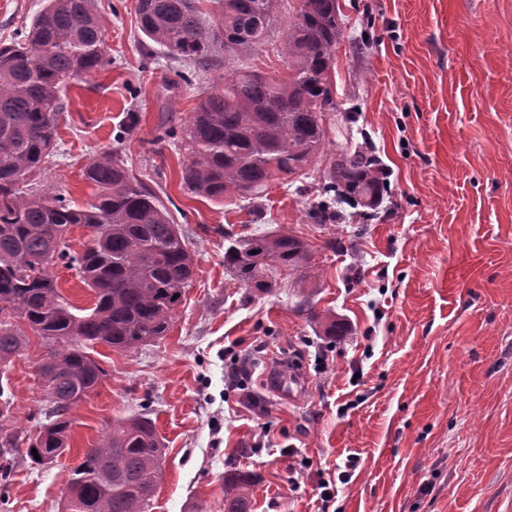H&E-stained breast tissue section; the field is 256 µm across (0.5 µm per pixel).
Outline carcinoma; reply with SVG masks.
Masks as SVG:
<instances>
[{"mask_svg": "<svg viewBox=\"0 0 512 512\" xmlns=\"http://www.w3.org/2000/svg\"><path fill=\"white\" fill-rule=\"evenodd\" d=\"M220 25L206 22L194 0H139L140 31L169 54L203 64L219 48L234 57L263 44L272 28L271 0H216ZM337 0H300L285 29L281 53L287 76L234 68L224 85L202 92L185 128L190 160L182 183L212 202L258 196L276 179L306 172L324 151L323 114L335 108L329 76L339 39ZM106 63L95 0H47L28 26L0 42V373L25 346L27 327L47 345L51 410L35 430L0 424V480L10 478L16 453L31 463L69 447L71 410L106 377L91 350L104 344L131 350L166 335L194 265L188 242L169 214L124 161L104 152L83 171L98 189L84 207L28 188V178L54 155L60 93L70 81ZM387 192L378 159L345 142L330 163L329 182L313 217H340L335 203L376 208ZM74 226L91 232L71 250ZM308 244L283 230L231 240L224 267L240 288L268 293L276 265L318 275ZM76 272L94 306H73L50 269ZM37 453H32V450ZM39 459H34V456ZM165 445L142 416L115 422L71 469L61 512H149L162 474ZM256 476L224 477V512H249Z\"/></svg>", "mask_w": 512, "mask_h": 512, "instance_id": "obj_1", "label": "carcinoma"}]
</instances>
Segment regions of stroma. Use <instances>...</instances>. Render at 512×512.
Wrapping results in <instances>:
<instances>
[{
    "label": "stroma",
    "mask_w": 512,
    "mask_h": 512,
    "mask_svg": "<svg viewBox=\"0 0 512 512\" xmlns=\"http://www.w3.org/2000/svg\"><path fill=\"white\" fill-rule=\"evenodd\" d=\"M338 4L323 154L261 198L215 203L181 183L183 129L228 61L169 57L143 37L137 0H96L109 63L62 92L58 153L33 187L86 205L96 188L83 169L119 153L189 241L193 280L165 336L96 346L107 375L72 409L69 451L50 467L17 455L0 512H60L84 450L138 415L166 446L152 512H224L234 472L258 477L250 512H512V0ZM299 5L276 0L271 37L234 67L283 75ZM347 140L379 159L390 191L371 218L343 204L322 224L310 212ZM282 229L308 242L314 284L277 265L271 292L236 287L225 234ZM319 314L345 335H324ZM26 339L4 397L10 424L32 429L46 347ZM292 351L303 366L281 393L269 379ZM237 355L251 362L244 391L230 379Z\"/></svg>",
    "instance_id": "35a3bbf8"
}]
</instances>
